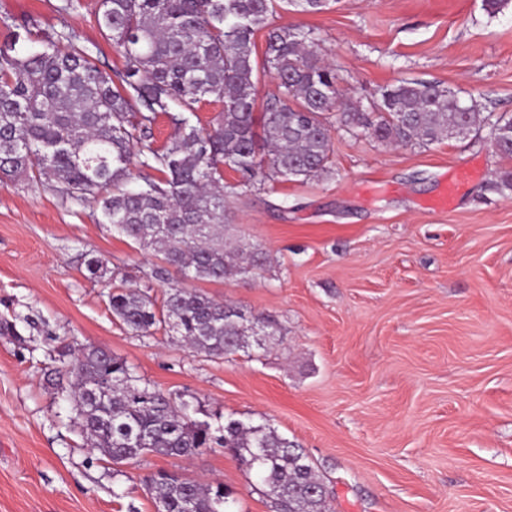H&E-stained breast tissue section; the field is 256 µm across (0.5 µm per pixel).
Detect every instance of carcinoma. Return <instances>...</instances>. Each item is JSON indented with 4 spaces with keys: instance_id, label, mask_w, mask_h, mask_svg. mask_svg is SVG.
Segmentation results:
<instances>
[{
    "instance_id": "cac0c4a2",
    "label": "carcinoma",
    "mask_w": 512,
    "mask_h": 512,
    "mask_svg": "<svg viewBox=\"0 0 512 512\" xmlns=\"http://www.w3.org/2000/svg\"><path fill=\"white\" fill-rule=\"evenodd\" d=\"M327 0H100L96 15L123 59L100 69L72 34L28 26L0 45V179L28 177L76 199L91 197L109 224L160 257L154 278L248 279L266 257L247 242H224V168L246 186L258 175L282 181L327 170L330 130L322 115L340 102L335 69L309 32L272 27L277 9L317 12ZM267 30L263 71L281 95L256 109L255 37ZM224 109L208 128L191 124L201 105ZM165 114L179 128L163 148L153 125ZM341 124L392 145L428 144L486 125L496 152L512 158V118L481 116L438 83L406 80L380 89L371 111L350 103ZM143 184L132 188V165ZM158 176L151 175V172ZM112 315L145 335L164 325L196 353L222 359L267 351L277 321L196 289L171 287L161 306L136 289L109 294ZM71 377L73 422L102 456L119 465L145 454L189 457L218 446L253 471L274 512H326V490L302 449L268 423L232 417L215 426L195 417L194 396L176 399L139 385L125 361L104 349L61 345ZM156 512H235L213 486L161 472L144 479Z\"/></svg>"
}]
</instances>
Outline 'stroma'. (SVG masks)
Wrapping results in <instances>:
<instances>
[{
  "label": "stroma",
  "instance_id": "obj_1",
  "mask_svg": "<svg viewBox=\"0 0 512 512\" xmlns=\"http://www.w3.org/2000/svg\"><path fill=\"white\" fill-rule=\"evenodd\" d=\"M99 0H0V42L36 22L73 32L102 69L122 65L96 24ZM272 26L311 32L342 99L367 102L403 80L436 82L483 115L512 117V0H330L281 10ZM326 173L300 181L225 170L227 234L268 256L243 281L203 282L213 299L273 316L261 354L214 359L164 328L139 335L110 293L161 299L156 257L93 200L21 178L0 181V512H154L142 484L160 470L223 484L236 512H272L255 472L227 450L149 454L115 467L86 445L54 389L61 344L123 359L141 384L194 395L211 418L267 423L303 448L332 512H512V190L490 184L512 159L487 127L393 146L325 115ZM471 171L454 203L427 209L448 176ZM107 273L89 277L86 260Z\"/></svg>",
  "mask_w": 512,
  "mask_h": 512
}]
</instances>
